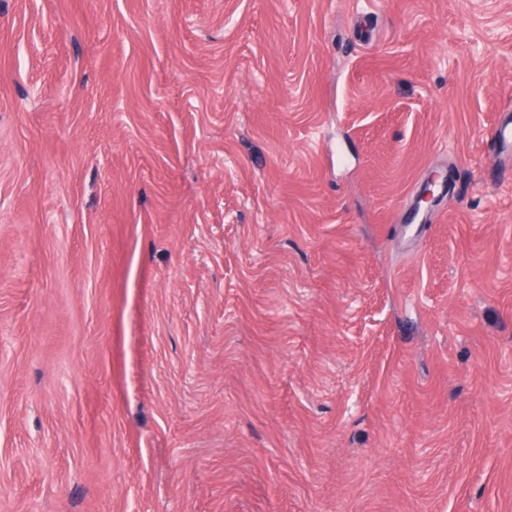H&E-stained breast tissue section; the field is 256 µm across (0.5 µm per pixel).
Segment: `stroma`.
<instances>
[{"mask_svg": "<svg viewBox=\"0 0 512 512\" xmlns=\"http://www.w3.org/2000/svg\"><path fill=\"white\" fill-rule=\"evenodd\" d=\"M501 123L512 0H0V512H512Z\"/></svg>", "mask_w": 512, "mask_h": 512, "instance_id": "obj_1", "label": "stroma"}]
</instances>
